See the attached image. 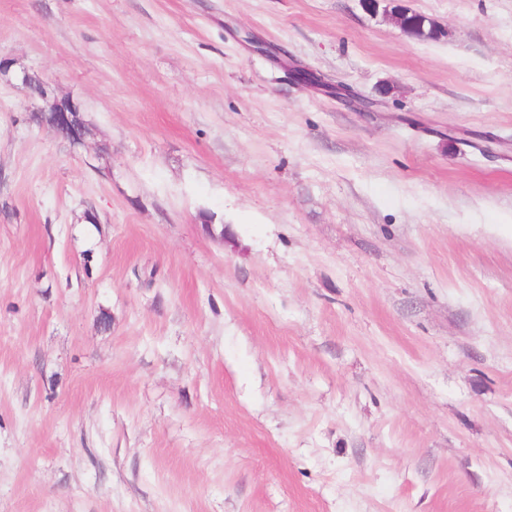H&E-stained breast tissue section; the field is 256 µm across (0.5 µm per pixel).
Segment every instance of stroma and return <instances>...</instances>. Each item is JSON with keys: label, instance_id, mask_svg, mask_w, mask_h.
Returning a JSON list of instances; mask_svg holds the SVG:
<instances>
[{"label": "stroma", "instance_id": "1", "mask_svg": "<svg viewBox=\"0 0 512 512\" xmlns=\"http://www.w3.org/2000/svg\"><path fill=\"white\" fill-rule=\"evenodd\" d=\"M0 57V512H512V0H0ZM406 24L413 35L421 39L440 41L445 38L443 32L438 31L428 20L421 16H410L406 19ZM75 106L76 104L73 101L63 103L54 99L47 105V108H42V110L45 111L43 114L46 116L50 126L58 134H63L74 118V113L76 112L69 111L74 109Z\"/></svg>", "mask_w": 512, "mask_h": 512}]
</instances>
